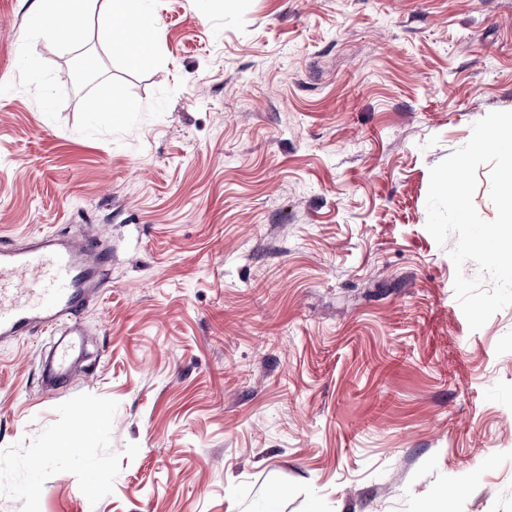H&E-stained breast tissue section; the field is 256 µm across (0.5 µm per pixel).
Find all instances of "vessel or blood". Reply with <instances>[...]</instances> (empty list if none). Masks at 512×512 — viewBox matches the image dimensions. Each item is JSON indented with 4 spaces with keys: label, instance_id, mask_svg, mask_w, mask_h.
Returning <instances> with one entry per match:
<instances>
[{
    "label": "vessel or blood",
    "instance_id": "1",
    "mask_svg": "<svg viewBox=\"0 0 512 512\" xmlns=\"http://www.w3.org/2000/svg\"><path fill=\"white\" fill-rule=\"evenodd\" d=\"M111 261L92 236L61 240L36 232L27 246L0 247V341L38 330L56 335L45 369L48 390L80 374L75 339L87 331L80 313L101 290V273Z\"/></svg>",
    "mask_w": 512,
    "mask_h": 512
}]
</instances>
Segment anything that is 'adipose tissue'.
Wrapping results in <instances>:
<instances>
[{"instance_id": "ef3b65f1", "label": "adipose tissue", "mask_w": 512, "mask_h": 512, "mask_svg": "<svg viewBox=\"0 0 512 512\" xmlns=\"http://www.w3.org/2000/svg\"><path fill=\"white\" fill-rule=\"evenodd\" d=\"M56 0H37L31 15L35 40L54 42L62 34L80 35L86 17L102 8L108 14L110 43L113 50L129 49L134 63H148L154 58L158 28L147 0H66L56 9Z\"/></svg>"}]
</instances>
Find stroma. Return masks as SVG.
Returning <instances> with one entry per match:
<instances>
[{"instance_id": "1", "label": "stroma", "mask_w": 512, "mask_h": 512, "mask_svg": "<svg viewBox=\"0 0 512 512\" xmlns=\"http://www.w3.org/2000/svg\"><path fill=\"white\" fill-rule=\"evenodd\" d=\"M33 4L0 0V244L90 225L112 263L82 378L0 341V512H512V306L470 330L426 229L512 111V0H152L141 66L98 10L33 44Z\"/></svg>"}]
</instances>
